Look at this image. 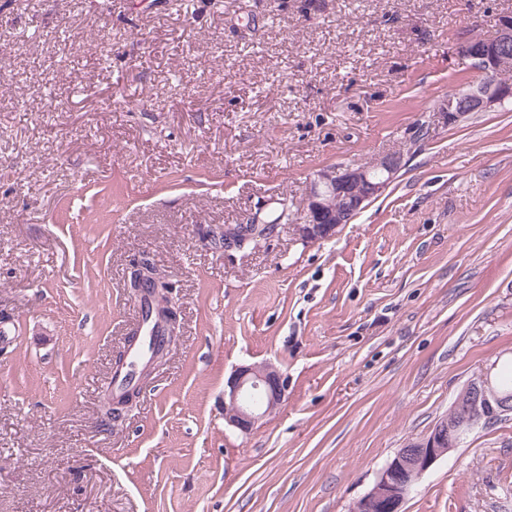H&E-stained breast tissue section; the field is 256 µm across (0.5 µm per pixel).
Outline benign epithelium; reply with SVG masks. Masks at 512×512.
<instances>
[{
  "label": "benign epithelium",
  "instance_id": "7a95c632",
  "mask_svg": "<svg viewBox=\"0 0 512 512\" xmlns=\"http://www.w3.org/2000/svg\"><path fill=\"white\" fill-rule=\"evenodd\" d=\"M458 53L471 61L485 77V83L465 97L450 96L444 116L453 124L469 112H491L512 97V86L495 80L512 71V15L501 17L495 36L490 39H466ZM403 154L394 152L375 159L372 169L332 166L315 172L310 179L303 222L295 225L306 241L329 239L340 226L371 199L381 195L401 169ZM161 307L172 315L171 337L177 336L178 316L175 303L159 288ZM476 404L462 411L450 422L439 420L429 435L413 440L398 449L379 471L374 487L355 505L353 512H402V507L418 481L434 464L453 451L459 438L477 426L485 416L512 414V397L495 393L492 369L485 368L467 383ZM287 383L280 370L271 363L242 366L224 384V418L244 431L252 430L265 416L283 402Z\"/></svg>",
  "mask_w": 512,
  "mask_h": 512
}]
</instances>
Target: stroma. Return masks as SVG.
I'll return each instance as SVG.
<instances>
[{"mask_svg": "<svg viewBox=\"0 0 512 512\" xmlns=\"http://www.w3.org/2000/svg\"><path fill=\"white\" fill-rule=\"evenodd\" d=\"M512 0H0V512H353L399 448L512 358V101L447 124L457 52ZM429 124V137L417 136ZM403 153L333 238L208 230ZM149 258L180 332L121 419L104 377ZM275 364L251 432L224 384ZM403 512H512V420ZM287 383L272 363L242 366L224 384V418L241 431H251L265 416L283 402ZM249 395L261 397L251 403Z\"/></svg>", "mask_w": 512, "mask_h": 512, "instance_id": "35a3bbf8", "label": "stroma"}]
</instances>
